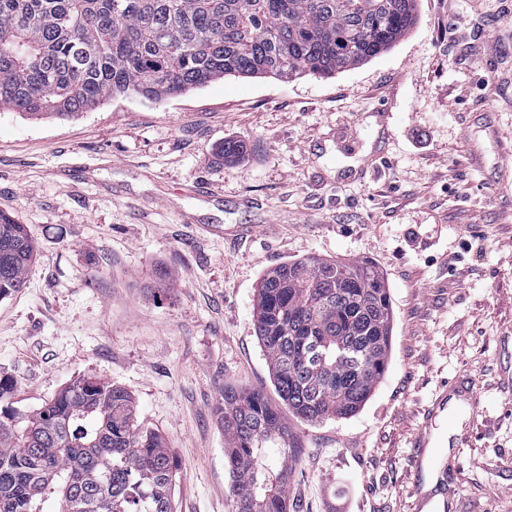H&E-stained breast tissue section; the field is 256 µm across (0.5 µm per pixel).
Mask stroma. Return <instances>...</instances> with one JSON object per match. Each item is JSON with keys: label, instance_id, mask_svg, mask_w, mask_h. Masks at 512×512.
<instances>
[{"label": "stroma", "instance_id": "obj_1", "mask_svg": "<svg viewBox=\"0 0 512 512\" xmlns=\"http://www.w3.org/2000/svg\"><path fill=\"white\" fill-rule=\"evenodd\" d=\"M240 140V159L218 149ZM512 12L417 0L381 56L328 77H227L69 118L0 111V211L37 255L0 300L14 407L81 378L126 389L178 462L175 512H229L216 407L279 397L253 329L270 269L368 262L393 309L392 356L347 419H290V512H418L412 440L436 390L474 378L457 512H512ZM169 274L159 284L157 268Z\"/></svg>", "mask_w": 512, "mask_h": 512}]
</instances>
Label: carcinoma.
Wrapping results in <instances>:
<instances>
[{
  "label": "carcinoma",
  "mask_w": 512,
  "mask_h": 512,
  "mask_svg": "<svg viewBox=\"0 0 512 512\" xmlns=\"http://www.w3.org/2000/svg\"><path fill=\"white\" fill-rule=\"evenodd\" d=\"M417 0H0V110L69 117L118 96L181 95L227 76H329L387 52ZM34 244L0 212V299L25 286ZM254 333L282 404L319 423L355 415L392 351V305L368 263L301 259L259 282ZM0 512H174L176 463L122 387L81 379L27 411L4 403ZM231 512H288L295 436L259 389L217 408ZM278 449L280 457H271Z\"/></svg>",
  "instance_id": "1"
}]
</instances>
